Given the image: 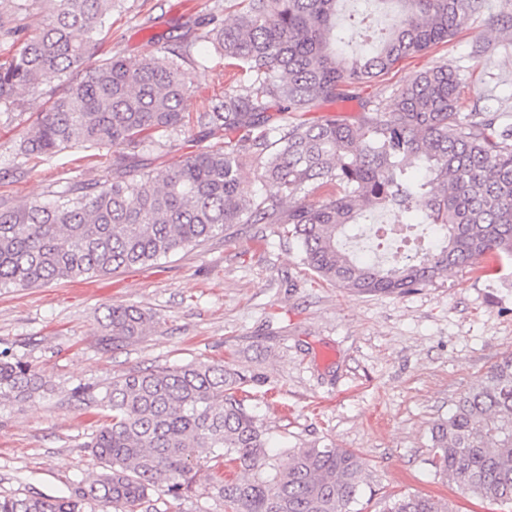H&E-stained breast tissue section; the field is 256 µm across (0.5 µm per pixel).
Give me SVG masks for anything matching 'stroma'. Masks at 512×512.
<instances>
[{
    "instance_id": "1",
    "label": "stroma",
    "mask_w": 512,
    "mask_h": 512,
    "mask_svg": "<svg viewBox=\"0 0 512 512\" xmlns=\"http://www.w3.org/2000/svg\"><path fill=\"white\" fill-rule=\"evenodd\" d=\"M236 13V0H118L98 54L133 66L191 38L195 64L183 110L193 114L235 84L207 33L213 20ZM442 63L458 68L467 111L512 124V0H486L448 42L308 118H356L361 101H393L419 72ZM47 100L45 92H25L0 112V199L43 202L59 185L111 179L123 155L72 148L48 161L16 158ZM216 140L193 124L137 153L162 170ZM131 304L152 315L147 335L102 349L100 320ZM0 352L51 384L39 399L0 402V495L65 496L99 471L85 444L102 412L83 389L100 393L132 372L208 361L248 376L246 406L271 453L313 444L358 452L368 473L359 512H379L385 496L404 494L446 498L453 512H512L440 478L428 463L433 422L512 352L507 260L479 258L403 295H361L318 278L282 225L234 224L201 245L109 275L0 288ZM135 512H224V502L204 469L190 491L153 493Z\"/></svg>"
}]
</instances>
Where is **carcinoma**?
<instances>
[{
	"mask_svg": "<svg viewBox=\"0 0 512 512\" xmlns=\"http://www.w3.org/2000/svg\"><path fill=\"white\" fill-rule=\"evenodd\" d=\"M395 5L370 49L345 56L336 18L346 0H246L232 23L210 30L216 50L246 80L192 118L189 43L150 53L135 68L117 56L93 65L97 36L115 0H0V107L20 91L67 89L18 144L16 157L51 159L68 148H137L161 142L191 120L222 132L210 150L164 171L119 162L112 179L65 184L46 202L0 203V288L87 280L143 265L224 233L231 224H286L303 264L357 294H403L483 255L512 261V127L494 128L461 112L460 78L444 63L418 75L388 108L361 104L354 120L308 121L305 113L365 84L403 59L453 36L485 0H380ZM37 11L34 34L20 15ZM85 38L77 41L73 32ZM77 82L70 76L81 67ZM276 110L277 115L270 114ZM253 168L265 192L244 190ZM422 167L425 177H411ZM323 194L317 203L308 198ZM400 220L377 225L378 244H411L401 256L362 260L349 243L365 214ZM151 316L112 307L103 347L146 335ZM246 375L222 364L189 362L130 373L91 400L109 411L85 444L101 464L68 496L0 495V512H134L150 493L179 497L196 470L227 465L245 473L216 480L224 512H354L366 483L362 457L348 448H290L269 454L265 433L241 395ZM49 381L0 353V399L30 401ZM429 464L472 496L512 504V353L496 361L431 428ZM380 512H452L431 495H389Z\"/></svg>",
	"mask_w": 512,
	"mask_h": 512,
	"instance_id": "obj_1",
	"label": "carcinoma"
}]
</instances>
